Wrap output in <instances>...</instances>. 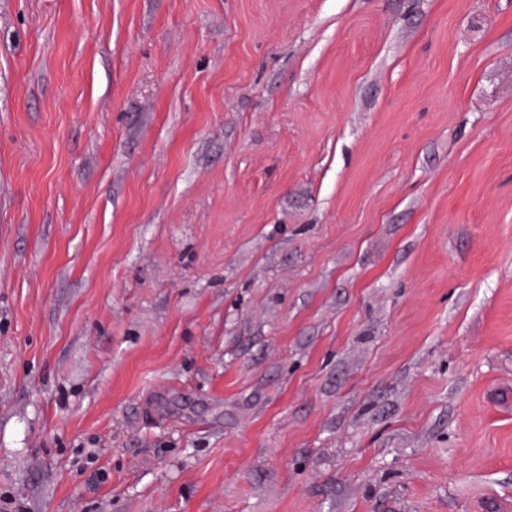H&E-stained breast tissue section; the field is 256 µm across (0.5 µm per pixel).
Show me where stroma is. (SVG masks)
<instances>
[{
	"label": "stroma",
	"mask_w": 512,
	"mask_h": 512,
	"mask_svg": "<svg viewBox=\"0 0 512 512\" xmlns=\"http://www.w3.org/2000/svg\"><path fill=\"white\" fill-rule=\"evenodd\" d=\"M0 512H512V0H0Z\"/></svg>",
	"instance_id": "stroma-1"
}]
</instances>
